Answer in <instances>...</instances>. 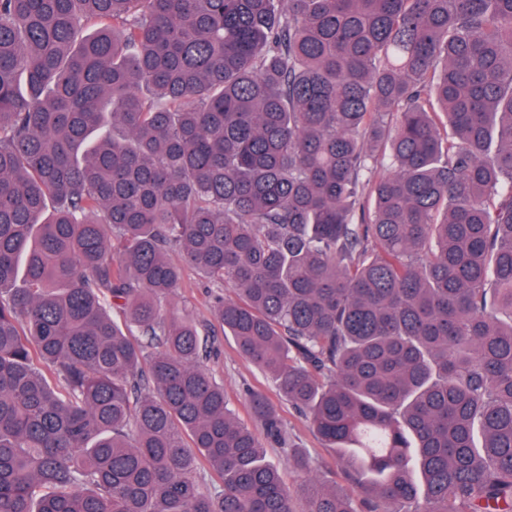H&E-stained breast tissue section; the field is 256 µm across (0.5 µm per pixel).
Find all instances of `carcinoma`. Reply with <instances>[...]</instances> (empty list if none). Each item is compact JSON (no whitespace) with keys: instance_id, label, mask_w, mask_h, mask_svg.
<instances>
[{"instance_id":"obj_1","label":"carcinoma","mask_w":512,"mask_h":512,"mask_svg":"<svg viewBox=\"0 0 512 512\" xmlns=\"http://www.w3.org/2000/svg\"><path fill=\"white\" fill-rule=\"evenodd\" d=\"M218 329L362 512H512V0H0V512H295ZM210 301V289L205 288L195 274L188 270L183 288H180L171 304H168V308L174 307L179 312L186 308L194 314L202 316L206 314ZM217 334L220 352L217 357L208 360L207 365L218 379L224 381V391L238 418L250 426L254 425L244 394L247 389L264 391L277 407L282 425L297 447L293 449L309 456L316 470V477L325 486L336 487L356 499V493H353L343 469L338 464L335 451L325 448L309 429L304 417L279 399L271 380L263 372L240 357L231 336H224L220 331Z\"/></svg>"}]
</instances>
